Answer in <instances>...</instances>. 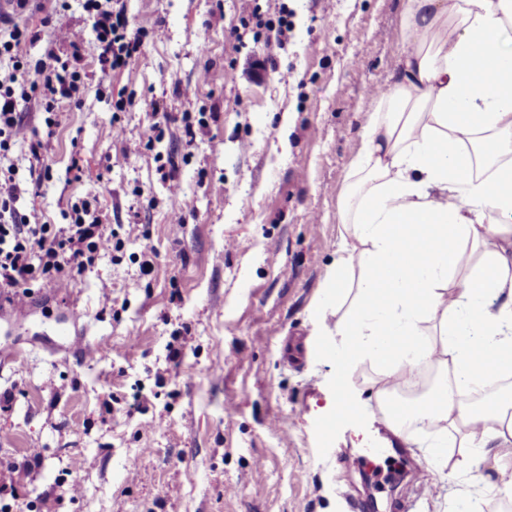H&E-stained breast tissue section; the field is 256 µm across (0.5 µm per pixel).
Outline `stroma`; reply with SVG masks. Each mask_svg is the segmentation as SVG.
I'll use <instances>...</instances> for the list:
<instances>
[{
    "instance_id": "35a3bbf8",
    "label": "stroma",
    "mask_w": 512,
    "mask_h": 512,
    "mask_svg": "<svg viewBox=\"0 0 512 512\" xmlns=\"http://www.w3.org/2000/svg\"><path fill=\"white\" fill-rule=\"evenodd\" d=\"M258 4L292 11L284 47L235 38L243 0H124L129 32L146 38L112 71L84 0H67L83 84L50 128L40 99L22 104L27 140L7 157L18 206L67 224L91 202L100 223L145 226L157 256L143 271L125 241L74 288L31 283L23 311L0 315V512H348L370 494L380 512L404 497L410 512H452L464 493L475 512H512L485 490L512 486V469L479 460L443 477L424 431L369 464L364 441H383L375 372L334 351L343 189L408 44L406 0ZM55 7L26 0L0 15L37 32L32 59L54 45ZM264 52L272 63L252 75ZM155 123L164 135L148 151ZM345 389L361 403L327 457L318 423Z\"/></svg>"
}]
</instances>
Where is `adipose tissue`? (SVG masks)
Masks as SVG:
<instances>
[{
  "label": "adipose tissue",
  "instance_id": "1",
  "mask_svg": "<svg viewBox=\"0 0 512 512\" xmlns=\"http://www.w3.org/2000/svg\"><path fill=\"white\" fill-rule=\"evenodd\" d=\"M409 41L370 113L340 212L337 267L359 264L336 322L374 395L437 374L427 397L379 417L512 469V0H407ZM432 324L426 332L424 324ZM496 362L493 379L475 367Z\"/></svg>",
  "mask_w": 512,
  "mask_h": 512
}]
</instances>
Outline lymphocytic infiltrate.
<instances>
[{"label":"lymphocytic infiltrate","mask_w":512,"mask_h":512,"mask_svg":"<svg viewBox=\"0 0 512 512\" xmlns=\"http://www.w3.org/2000/svg\"><path fill=\"white\" fill-rule=\"evenodd\" d=\"M84 8L93 19L102 59L109 61L112 69L128 68L142 43L138 34L128 31L122 0L112 7L103 6L100 0H85ZM50 23L57 45L64 50H48L44 58L35 61L29 48L36 33L15 25L0 37V62L9 64L8 72L0 77V153L27 137L19 101L34 93L45 105H53L58 99L72 98L83 79L78 67L81 33L70 28L62 9L52 15ZM31 73L36 76L32 82L27 79ZM19 198L14 170L0 171V291L12 298H20L21 287L32 281L45 288L75 287L102 251L123 243L117 230L90 220L89 203L76 208L69 224H22L17 216Z\"/></svg>","instance_id":"f902f5d3"}]
</instances>
